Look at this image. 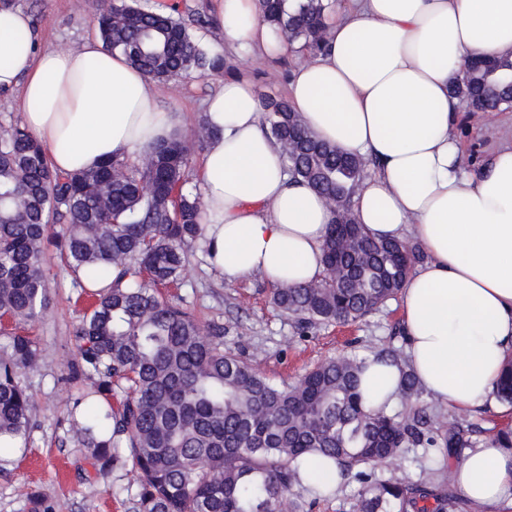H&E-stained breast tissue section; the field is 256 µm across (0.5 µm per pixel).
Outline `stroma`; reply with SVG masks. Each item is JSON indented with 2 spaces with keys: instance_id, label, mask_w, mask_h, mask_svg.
Instances as JSON below:
<instances>
[{
  "instance_id": "1",
  "label": "stroma",
  "mask_w": 512,
  "mask_h": 512,
  "mask_svg": "<svg viewBox=\"0 0 512 512\" xmlns=\"http://www.w3.org/2000/svg\"><path fill=\"white\" fill-rule=\"evenodd\" d=\"M33 23L39 49L77 47L98 31L100 0H13ZM192 34L209 53L224 59L222 74L182 76L161 82L159 105L180 113L182 134L193 138L206 99L230 77L248 79L259 96L284 95L305 50L291 48L281 56L236 54L224 45V33L196 25ZM456 132L466 166L478 168L484 157L512 132V110L472 112L460 108ZM51 266V304L27 332L39 343L43 364L22 372L20 380L32 400V422L20 448L0 454V512H27L29 499L40 493L59 505V512H134L135 484L129 470L101 477L87 463L85 448L75 443L64 414L66 404L82 389L70 382L63 358L85 305L78 302L73 277L47 248ZM272 286L260 277L227 279L210 265L203 245H196L178 284L163 289L165 298L181 303L204 324L224 330L233 353L253 364L276 384L294 383L318 363L343 354L365 357L381 348L403 349L402 307L393 298L378 310L350 324L321 326L300 337L292 318L271 301Z\"/></svg>"
}]
</instances>
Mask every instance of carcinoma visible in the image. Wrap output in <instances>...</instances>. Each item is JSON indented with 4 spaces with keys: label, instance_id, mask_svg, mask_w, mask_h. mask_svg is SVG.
Returning <instances> with one entry per match:
<instances>
[{
    "label": "carcinoma",
    "instance_id": "obj_1",
    "mask_svg": "<svg viewBox=\"0 0 512 512\" xmlns=\"http://www.w3.org/2000/svg\"><path fill=\"white\" fill-rule=\"evenodd\" d=\"M275 38L321 48L326 0H258ZM103 45L123 53L150 78L201 77L224 70L200 48L179 14L149 10L139 0H105L98 16ZM451 94L476 112L512 109V51L476 57ZM262 125L280 145L288 172L323 194L334 222L324 243V270L311 282L276 288L273 304L303 333L355 322L401 290L419 250L406 241L375 240L357 223L353 191L364 160L319 140L284 98L261 99ZM192 144L162 141L134 164L111 159L68 172L16 124L0 135V318L10 327L0 356V451L26 438L32 420L23 369L41 361L23 331L49 305L45 243L53 241L89 305L73 336L79 361L71 380L90 386L66 408L75 441L98 474H135V512H310L297 491L300 466L338 462L368 480L352 512H467L455 493V466L413 481L400 461L438 447L459 459L480 442L512 450V430L482 420L444 419L424 404L412 373L400 387L402 409L368 413L358 389L362 359L325 360L293 384L277 385L215 340L183 306L159 295L175 285L202 237L201 205L188 188ZM512 407V357L494 390ZM29 512H58L42 494Z\"/></svg>",
    "mask_w": 512,
    "mask_h": 512
}]
</instances>
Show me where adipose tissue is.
Here are the masks:
<instances>
[{
	"instance_id": "1",
	"label": "adipose tissue",
	"mask_w": 512,
	"mask_h": 512,
	"mask_svg": "<svg viewBox=\"0 0 512 512\" xmlns=\"http://www.w3.org/2000/svg\"><path fill=\"white\" fill-rule=\"evenodd\" d=\"M224 42L273 56L256 0H218ZM326 44L286 88L309 129L343 154L373 160L354 197L376 238L413 240L426 259L402 292L407 361L367 356V407L389 411L404 372L449 408L482 404L512 355V140L479 170L462 162L451 84L466 60L512 49V0H331ZM19 89L24 126L54 169L92 168L174 135L176 113L154 83L99 37L36 51L30 18L0 10V90ZM217 130L202 157L204 245L234 279L283 288L317 278L333 220L328 200L290 179L244 78L225 79L204 105ZM456 491L475 512L512 495V451L486 443L456 466Z\"/></svg>"
}]
</instances>
